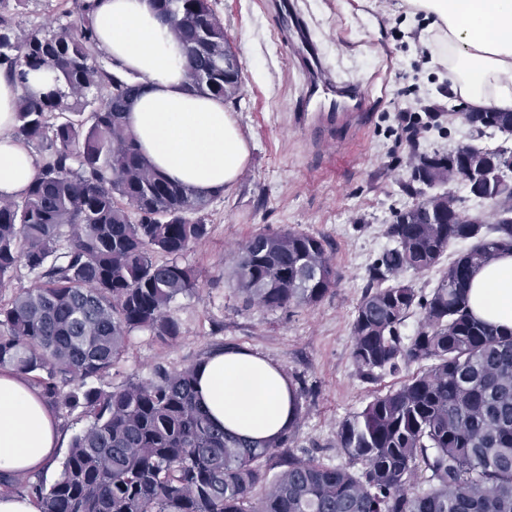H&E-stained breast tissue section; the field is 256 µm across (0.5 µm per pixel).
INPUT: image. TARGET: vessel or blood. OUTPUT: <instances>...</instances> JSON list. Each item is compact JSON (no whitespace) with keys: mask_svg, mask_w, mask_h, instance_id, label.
Returning <instances> with one entry per match:
<instances>
[{"mask_svg":"<svg viewBox=\"0 0 512 512\" xmlns=\"http://www.w3.org/2000/svg\"><path fill=\"white\" fill-rule=\"evenodd\" d=\"M272 8L279 17V39L292 49L305 76L300 122L337 121L344 112L359 109L363 104L360 87L334 79L294 0H274Z\"/></svg>","mask_w":512,"mask_h":512,"instance_id":"obj_1","label":"vessel or blood"}]
</instances>
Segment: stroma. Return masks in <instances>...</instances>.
<instances>
[{
    "label": "stroma",
    "instance_id": "1",
    "mask_svg": "<svg viewBox=\"0 0 512 512\" xmlns=\"http://www.w3.org/2000/svg\"><path fill=\"white\" fill-rule=\"evenodd\" d=\"M267 0H215L241 65V95L227 104L250 149L233 187L205 210L208 237L184 256L198 274L193 295L171 305L181 333L169 344L133 333L127 351L100 386L180 369L226 348H240L305 377L310 393L293 432L295 453L332 466L347 465L336 448L339 422L372 399L398 388L416 365L367 384L352 361L351 325L369 265L388 247L385 229L412 204L410 147L397 132L395 108L444 109L421 148L453 150L470 143V128L452 108L445 69L422 43L423 16L406 0H299L326 63L338 79L362 84L371 98L365 123L337 128L329 140L299 125L303 76L274 35ZM292 227L325 238L339 278L311 307L269 311L245 306L230 281L232 255L250 235Z\"/></svg>",
    "mask_w": 512,
    "mask_h": 512
}]
</instances>
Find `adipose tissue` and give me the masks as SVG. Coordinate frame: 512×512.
<instances>
[{
  "mask_svg": "<svg viewBox=\"0 0 512 512\" xmlns=\"http://www.w3.org/2000/svg\"><path fill=\"white\" fill-rule=\"evenodd\" d=\"M428 25L421 40L437 43L456 106L512 112V0H408ZM100 48L139 75L126 115L150 163L171 179L214 194L244 170L248 143L223 100L188 92L177 40L157 20L150 0H101L94 20ZM21 90L0 78V198L20 197L35 159L13 136ZM472 313L512 330V254L471 279ZM200 401L237 436L269 443L291 426L292 398L283 368L246 350L211 354L198 368ZM62 443L54 411L37 389L0 369V471L27 476L47 466Z\"/></svg>",
  "mask_w": 512,
  "mask_h": 512,
  "instance_id": "adipose-tissue-1",
  "label": "adipose tissue"
}]
</instances>
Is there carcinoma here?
Masks as SVG:
<instances>
[{
	"label": "carcinoma",
	"mask_w": 512,
	"mask_h": 512,
	"mask_svg": "<svg viewBox=\"0 0 512 512\" xmlns=\"http://www.w3.org/2000/svg\"><path fill=\"white\" fill-rule=\"evenodd\" d=\"M25 2L0 0V76L22 90L13 134L37 149L36 174L24 195L0 202V288L22 267L35 280L0 301V368L88 424L51 485L0 473V489L27 488L40 512H512V331L468 308L471 271L512 251V195L494 176L504 146L411 156L415 202L387 225L392 246L368 268L351 359L366 383L418 371L339 423L336 448L361 469L295 454L290 431L247 442L199 406L194 364L112 391L93 385L132 333L180 335L171 304L198 288L182 259L209 234L212 195L169 180L140 152L126 123L139 84L98 46L99 0H62L55 27L20 37ZM153 3L182 48L188 90L239 98V61L211 0ZM462 118L478 137L512 134V112ZM451 183L491 197L495 223L461 215L450 190L432 192ZM457 240L469 247L430 292L400 279L436 267ZM328 247L294 228L256 233L233 257L234 290L270 310L314 306L338 280ZM417 312V332L402 336ZM288 382L299 417L306 390L293 374Z\"/></svg>",
	"instance_id": "obj_1"
}]
</instances>
